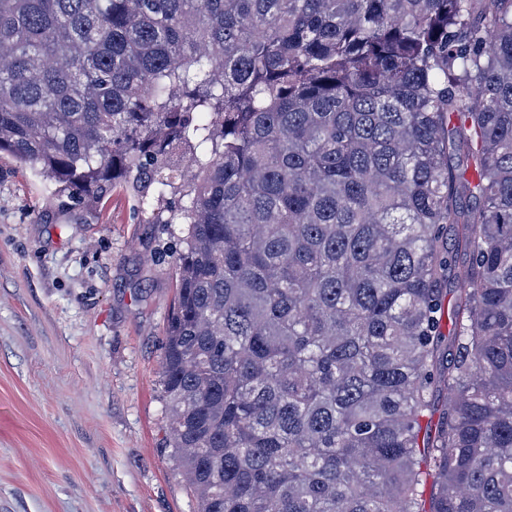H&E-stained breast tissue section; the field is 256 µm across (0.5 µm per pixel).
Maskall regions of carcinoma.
<instances>
[{
    "mask_svg": "<svg viewBox=\"0 0 512 512\" xmlns=\"http://www.w3.org/2000/svg\"><path fill=\"white\" fill-rule=\"evenodd\" d=\"M2 152L187 225L197 512H512V0H0Z\"/></svg>",
    "mask_w": 512,
    "mask_h": 512,
    "instance_id": "1",
    "label": "carcinoma"
}]
</instances>
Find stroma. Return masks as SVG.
Masks as SVG:
<instances>
[{"label":"stroma","instance_id":"stroma-1","mask_svg":"<svg viewBox=\"0 0 512 512\" xmlns=\"http://www.w3.org/2000/svg\"><path fill=\"white\" fill-rule=\"evenodd\" d=\"M48 196L0 155V512H195L160 381L175 241L123 187Z\"/></svg>","mask_w":512,"mask_h":512}]
</instances>
